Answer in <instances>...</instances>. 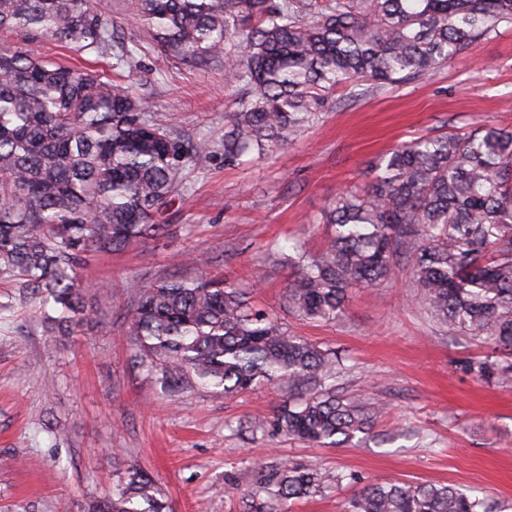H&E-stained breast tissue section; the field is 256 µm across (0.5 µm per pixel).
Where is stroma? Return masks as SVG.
I'll return each instance as SVG.
<instances>
[{"label": "stroma", "mask_w": 512, "mask_h": 512, "mask_svg": "<svg viewBox=\"0 0 512 512\" xmlns=\"http://www.w3.org/2000/svg\"><path fill=\"white\" fill-rule=\"evenodd\" d=\"M108 2L137 50L121 70L125 85L179 131L221 140L245 94L226 85L223 60L195 65L164 51L134 0ZM480 123L512 129V24L432 74L336 87L319 122L266 160L229 166L219 150L190 166L164 233L90 258L81 277L92 320L74 333L48 331L34 306L0 310V506L81 512L137 467L171 512H240L258 464L286 460L348 476L292 502V512H343L366 484L390 480L479 491L512 512V383L481 371L505 356L491 341L433 323L405 258L384 281L353 292L339 319L306 320L283 306L292 246L328 244L335 228L320 217L339 189L369 182L372 163L396 144ZM205 273L246 290L291 334L336 350L344 393L384 407L370 433L339 447L292 440L269 428L287 384L230 398L202 387L173 396L133 366L124 324L131 283ZM44 377L51 391L40 387Z\"/></svg>", "instance_id": "35a3bbf8"}]
</instances>
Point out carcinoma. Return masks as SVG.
I'll return each mask as SVG.
<instances>
[{
  "label": "carcinoma",
  "instance_id": "1",
  "mask_svg": "<svg viewBox=\"0 0 512 512\" xmlns=\"http://www.w3.org/2000/svg\"><path fill=\"white\" fill-rule=\"evenodd\" d=\"M139 19L183 59L224 60L247 87L222 142L192 137L147 110L131 88L93 71L33 58L4 34L47 35L105 57L118 36L103 0H0V280L38 302L64 331L91 317L79 272L92 253L163 231L187 164L261 160L318 122L338 84L399 83L429 74L500 23L512 0H138ZM319 253L295 246L286 291L301 317H341L352 291L413 267L440 324L512 351V132L479 125L400 143L363 186L336 192ZM139 364L171 393L226 397L285 382L300 397L277 410L286 436L339 446L369 431L379 408L336 392L340 360L250 305L222 277L162 278L134 289L125 312ZM327 488L314 466L257 467L245 512H288ZM151 476L133 468L84 512H168ZM344 512H494L446 485H365Z\"/></svg>",
  "mask_w": 512,
  "mask_h": 512
}]
</instances>
